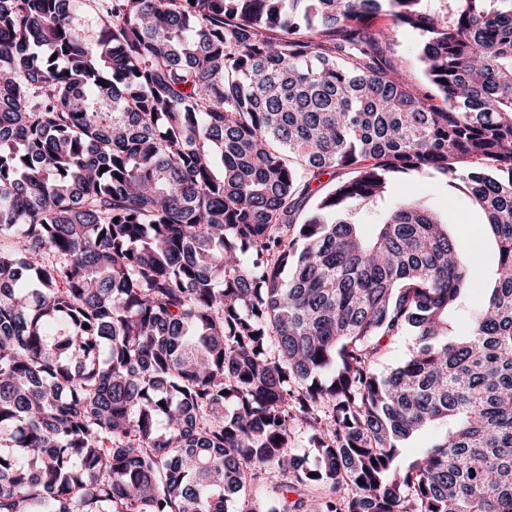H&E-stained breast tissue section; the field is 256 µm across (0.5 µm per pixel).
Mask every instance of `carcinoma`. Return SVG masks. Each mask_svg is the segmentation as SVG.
Returning a JSON list of instances; mask_svg holds the SVG:
<instances>
[{"mask_svg":"<svg viewBox=\"0 0 512 512\" xmlns=\"http://www.w3.org/2000/svg\"><path fill=\"white\" fill-rule=\"evenodd\" d=\"M429 173L498 247L463 335L483 271L389 198ZM272 467L245 512H512V0H0V512H228ZM419 41L418 32L405 29L400 31L397 42L393 46V55L400 64L399 77L415 87L425 85V79L416 54V46ZM413 346L411 336H396L385 349L383 358L377 365L379 373H387L403 361ZM441 433L442 429L440 427H434L405 442L404 446L406 448L404 450L401 461L407 464L419 452L421 448L427 447L429 443L438 438Z\"/></svg>","mask_w":512,"mask_h":512,"instance_id":"carcinoma-1","label":"carcinoma"}]
</instances>
